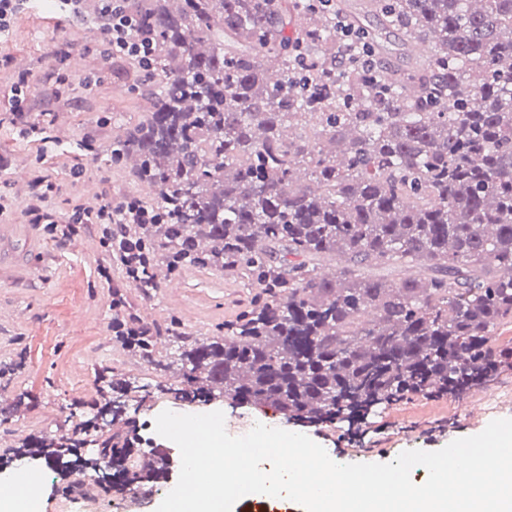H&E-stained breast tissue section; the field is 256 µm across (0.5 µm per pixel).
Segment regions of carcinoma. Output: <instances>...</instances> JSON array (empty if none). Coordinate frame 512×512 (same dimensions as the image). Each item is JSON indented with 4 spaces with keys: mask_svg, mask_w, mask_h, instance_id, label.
Segmentation results:
<instances>
[{
    "mask_svg": "<svg viewBox=\"0 0 512 512\" xmlns=\"http://www.w3.org/2000/svg\"><path fill=\"white\" fill-rule=\"evenodd\" d=\"M326 2L127 0L156 51L137 81L149 112L114 148L157 188L162 222L139 229L153 269L220 268L255 288L224 335L175 332L163 369L177 366L182 398L349 420L512 370V346H491L512 321V0H363L376 28ZM338 18L374 52L377 81L332 68ZM391 27L436 35L432 54L389 66ZM395 266L423 274L395 281ZM125 347L153 361L154 337ZM115 389L76 433L120 414ZM123 453L102 443L84 462L94 484L65 494L97 492Z\"/></svg>",
    "mask_w": 512,
    "mask_h": 512,
    "instance_id": "carcinoma-1",
    "label": "carcinoma"
}]
</instances>
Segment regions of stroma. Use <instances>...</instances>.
Listing matches in <instances>:
<instances>
[{
	"instance_id": "35a3bbf8",
	"label": "stroma",
	"mask_w": 512,
	"mask_h": 512,
	"mask_svg": "<svg viewBox=\"0 0 512 512\" xmlns=\"http://www.w3.org/2000/svg\"><path fill=\"white\" fill-rule=\"evenodd\" d=\"M99 37L96 21H62L46 0H36L0 41V194L8 198L0 225H17L20 232L16 259L0 268V485L24 476L37 479L38 512H67L62 488L78 475L63 463L73 460V453L51 462L20 457L15 450L60 439L84 423L107 377L129 384L125 411L111 425L89 428L88 439L138 435L165 449L172 441L146 429L165 410L222 412L233 436L258 423L299 432L342 464L387 463L408 450L437 451L479 434L492 420L512 418V372L460 397H416L378 410L353 436L339 421L301 426L270 407L177 398L178 372L158 367L175 351L171 321H179L192 337L220 336L225 321L234 319L251 296L247 280L226 277L220 269L183 266L176 275L177 307L168 306L165 287L127 289L130 312L158 329L156 361L124 352L112 334V294L97 270L103 255L97 228L88 226L61 246L50 228L29 223L24 214L28 182L36 177L59 185L47 205L64 222L74 206H90L89 186L116 199L142 194L141 184L113 162L112 145L120 130L143 118L147 103L131 88L136 75L127 61L100 55ZM21 74L29 77L22 124L48 123L52 143L23 139L21 124L3 117ZM176 483L172 477L101 491L84 512H156Z\"/></svg>"
}]
</instances>
